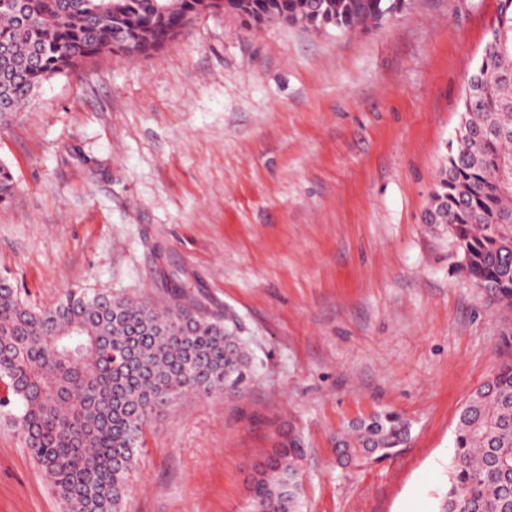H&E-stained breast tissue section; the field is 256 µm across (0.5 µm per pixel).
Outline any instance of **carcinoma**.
Masks as SVG:
<instances>
[{
  "instance_id": "1",
  "label": "carcinoma",
  "mask_w": 512,
  "mask_h": 512,
  "mask_svg": "<svg viewBox=\"0 0 512 512\" xmlns=\"http://www.w3.org/2000/svg\"><path fill=\"white\" fill-rule=\"evenodd\" d=\"M266 21L353 29L379 25L409 0H280ZM187 0H0V128L45 82L112 51L162 48ZM455 144L440 171L427 223L443 224L461 270L512 315V0H501L465 81ZM14 177L0 164V204ZM164 305L83 288L36 308L0 286V379L11 416L66 512H123L147 425L186 392L245 386L251 355L224 315L209 312L185 277L171 273ZM491 380L459 414L448 489L437 512H512V330ZM410 424L382 411L336 433V456L382 459L403 447ZM303 456L288 433L254 478V512H298L293 471Z\"/></svg>"
}]
</instances>
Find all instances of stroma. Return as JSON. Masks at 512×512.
<instances>
[{
    "instance_id": "1",
    "label": "stroma",
    "mask_w": 512,
    "mask_h": 512,
    "mask_svg": "<svg viewBox=\"0 0 512 512\" xmlns=\"http://www.w3.org/2000/svg\"><path fill=\"white\" fill-rule=\"evenodd\" d=\"M499 7L413 0L366 31L207 14L151 56L58 76L0 131V275L30 305L76 287L158 305L179 268L256 364L152 420L123 512H252L283 429L300 512H437L504 323L424 217ZM381 410L408 443L338 465L336 431ZM63 510L0 415V512Z\"/></svg>"
}]
</instances>
